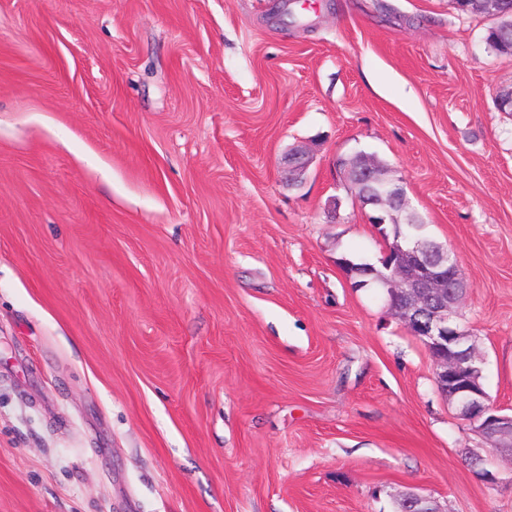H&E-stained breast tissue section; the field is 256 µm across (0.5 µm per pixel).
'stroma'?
Listing matches in <instances>:
<instances>
[{
  "instance_id": "35a3bbf8",
  "label": "stroma",
  "mask_w": 512,
  "mask_h": 512,
  "mask_svg": "<svg viewBox=\"0 0 512 512\" xmlns=\"http://www.w3.org/2000/svg\"><path fill=\"white\" fill-rule=\"evenodd\" d=\"M451 0H0V512H512L382 288L377 155L512 414V58ZM310 165L294 184L286 155ZM479 453L495 476L469 465ZM368 157L373 166L370 173H366L360 169L357 156L349 162H342L341 165L344 169L346 179L356 189L360 202L364 206H369L372 209L375 207L374 201L376 199V192L381 191L383 187L392 186L393 181L392 177L388 174L387 168L383 164L376 161L373 156ZM405 196L404 189L400 184L394 188L384 189L378 193L380 202H386L383 199L386 197L388 199L401 198L405 203Z\"/></svg>"
}]
</instances>
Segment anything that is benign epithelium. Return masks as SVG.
<instances>
[{"label":"benign epithelium","mask_w":512,"mask_h":512,"mask_svg":"<svg viewBox=\"0 0 512 512\" xmlns=\"http://www.w3.org/2000/svg\"><path fill=\"white\" fill-rule=\"evenodd\" d=\"M387 275L378 287L396 296L394 306L412 336H423L435 363V381L475 431L512 445V415L501 414L487 403V395L470 379L469 356L463 332L455 322L458 302L448 297V281L458 279V267L434 259L425 246L411 240V247L383 255Z\"/></svg>","instance_id":"1"}]
</instances>
